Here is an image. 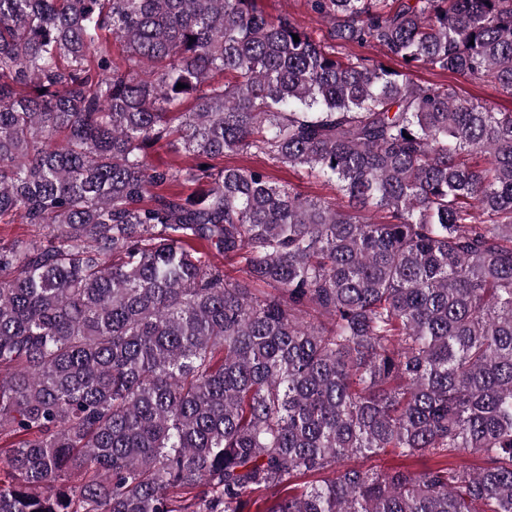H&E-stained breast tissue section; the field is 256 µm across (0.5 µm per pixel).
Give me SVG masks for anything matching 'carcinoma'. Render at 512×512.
<instances>
[{
	"label": "carcinoma",
	"instance_id": "obj_1",
	"mask_svg": "<svg viewBox=\"0 0 512 512\" xmlns=\"http://www.w3.org/2000/svg\"><path fill=\"white\" fill-rule=\"evenodd\" d=\"M309 5L0 0V512H512V0ZM257 7L272 18L288 17L311 32L318 41L327 42L329 25L310 10L308 0H257ZM417 81L442 84L453 88L465 98L487 102L501 111H512V96L491 83L474 81L452 71L421 67L415 72ZM146 161L154 167L164 168L170 164H179L181 166L191 165L195 162L193 156L184 151L176 152L173 148L160 143L148 149ZM225 166H236L244 168H263L269 173L273 181L280 185H291L298 192L310 198H336L337 205H344L336 187L328 184L323 179L315 176H307L292 168L273 167L261 155L254 154H234L224 157L220 161ZM42 233L38 227L33 224H26L17 219L12 224H0V240L10 242L16 239H33Z\"/></svg>",
	"mask_w": 512,
	"mask_h": 512
}]
</instances>
